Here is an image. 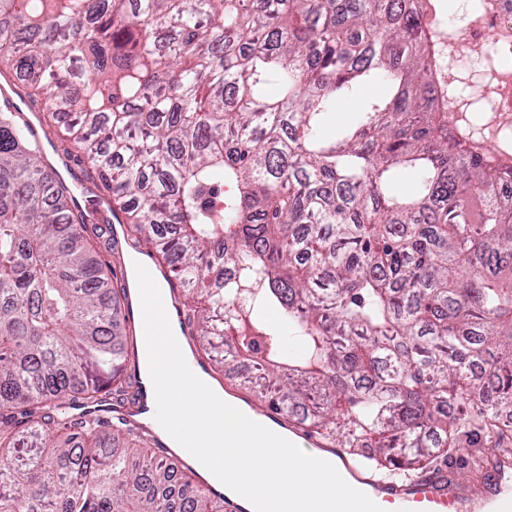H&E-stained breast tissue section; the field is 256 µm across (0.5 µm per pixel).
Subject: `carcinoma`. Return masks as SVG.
I'll use <instances>...</instances> for the list:
<instances>
[{
	"label": "carcinoma",
	"instance_id": "cac0c4a2",
	"mask_svg": "<svg viewBox=\"0 0 512 512\" xmlns=\"http://www.w3.org/2000/svg\"><path fill=\"white\" fill-rule=\"evenodd\" d=\"M438 53L412 0H0V75L98 189L0 112V512H224L135 420L95 196L185 289L195 354L360 463L512 444V125H473L492 76L466 100Z\"/></svg>",
	"mask_w": 512,
	"mask_h": 512
}]
</instances>
